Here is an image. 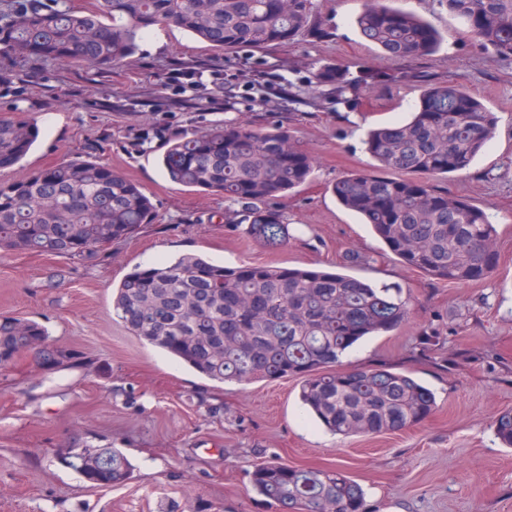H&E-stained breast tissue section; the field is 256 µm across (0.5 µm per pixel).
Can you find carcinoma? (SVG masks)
I'll return each instance as SVG.
<instances>
[{"instance_id":"1","label":"carcinoma","mask_w":512,"mask_h":512,"mask_svg":"<svg viewBox=\"0 0 512 512\" xmlns=\"http://www.w3.org/2000/svg\"><path fill=\"white\" fill-rule=\"evenodd\" d=\"M388 2L362 0L355 18L362 37L387 58L435 52L439 32ZM441 2L483 45L512 59V0ZM156 25H173L223 51L326 35L312 22L310 0H94L87 13L67 0H0V59L130 63ZM314 78L349 105L356 104L362 85L396 81L367 69L353 82L337 64L319 66ZM496 123L495 114L463 88L429 83L408 119L366 133L367 152L397 176L353 172L338 178L332 191L404 264L439 281L486 280L498 266L497 230L489 215L414 175L446 177L467 169L492 139ZM39 133L37 123L21 113L0 117V169L19 163ZM160 166L178 185L246 205V234L271 249L289 238L273 200L300 187L314 170L291 133L226 123L173 140ZM152 217L153 204L140 186L97 161L66 160L0 183L1 252L88 257L130 238ZM112 311L131 335L212 381L301 379L306 412L335 435L395 433L423 422L436 408L434 393L408 373L340 368L364 338L395 332L410 319L407 302L390 289L347 274L227 267L188 254L135 269L112 289ZM45 338L38 323L1 315L0 362L8 367L33 350L42 368L55 366L38 350ZM496 434L512 447V408L497 417ZM99 451L111 463L82 470L88 481L107 486L129 479V462L113 448H83L73 466ZM252 485L276 512H367L362 487L339 467L266 461L255 466Z\"/></svg>"}]
</instances>
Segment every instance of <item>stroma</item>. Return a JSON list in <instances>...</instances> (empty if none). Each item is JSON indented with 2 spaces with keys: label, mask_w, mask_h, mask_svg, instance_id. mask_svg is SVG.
<instances>
[{
  "label": "stroma",
  "mask_w": 512,
  "mask_h": 512,
  "mask_svg": "<svg viewBox=\"0 0 512 512\" xmlns=\"http://www.w3.org/2000/svg\"><path fill=\"white\" fill-rule=\"evenodd\" d=\"M362 0H311L325 38L265 50L219 51L183 30L153 27L132 64H15L0 81V115L40 128L35 147L0 170L9 183L67 159L124 173L157 210L125 241L89 257L0 252V315L43 325L76 359L46 371L32 353L0 370V512H272L252 488L253 465L274 457L303 468L342 465L370 512H512V448L494 435L512 407V60L484 47L441 0H393L444 37L434 54L380 57L353 25ZM368 64L414 82L335 103L312 78L323 63ZM265 83L252 100L254 82ZM454 83L497 116L494 138L470 168L433 178L486 210L499 255L489 279L452 284L404 265L331 190L351 171H373L366 130L406 118L423 83ZM282 127L315 160L311 178L279 204L288 246L250 239L239 204L168 181L159 157L170 140L212 124ZM196 254L228 267H332L400 288L411 319L369 337L347 367L404 370L430 388L424 422L382 435L335 436L312 425L299 381L213 382L131 336L112 312V290L147 262ZM116 448L133 466L100 487L67 465L65 448Z\"/></svg>",
  "instance_id": "35a3bbf8"
}]
</instances>
